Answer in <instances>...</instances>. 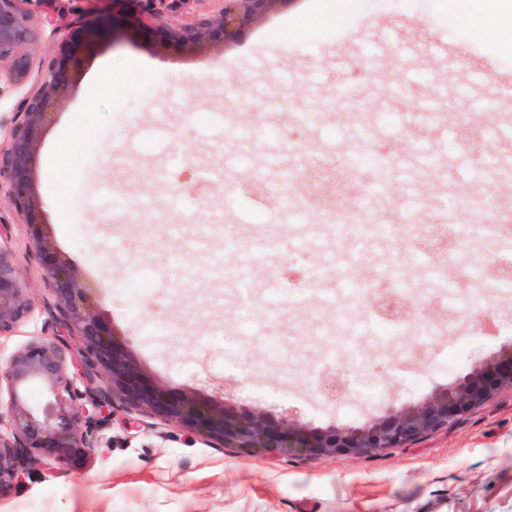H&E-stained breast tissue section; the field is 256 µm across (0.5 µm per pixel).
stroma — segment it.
<instances>
[{
    "mask_svg": "<svg viewBox=\"0 0 512 512\" xmlns=\"http://www.w3.org/2000/svg\"><path fill=\"white\" fill-rule=\"evenodd\" d=\"M320 0H294L249 25L231 46L197 57L150 40L104 36L77 85L40 137L36 190L54 246L96 289L100 312L132 353L162 381L214 393L238 383L240 399L272 413H297L316 427L364 423L391 404L414 403L454 380L440 370L448 348L461 362L512 340V291L460 287L463 276L512 251L486 236L481 198L512 170V146L497 149L496 177L478 161L485 144L449 150L447 114L475 113L512 129V47L502 48L457 20L448 0H346L334 25L306 22ZM77 0H59L62 21L31 53L39 78L78 24ZM303 140L345 160L373 146L409 162L386 176L385 193L367 197L370 223L401 213L421 222L440 205L464 235L454 269L409 254L405 235L358 247L314 228L294 206V182L281 168L299 163ZM436 154L428 166L423 158ZM198 172L204 188L186 184ZM249 177L266 187L262 209L237 198ZM17 269L30 281L32 323L0 340V357L40 336H56L54 291L42 280L30 234L8 197H0ZM179 225L172 234L171 225ZM233 226L239 254L225 255ZM243 311L238 277L226 266L266 237ZM150 263V291L124 290L127 275ZM304 269L311 299L280 294L277 269ZM399 277L422 303L427 345L403 333L380 335L365 304L347 303L359 268ZM346 303L361 364L329 352L321 336ZM491 315L492 333L478 335ZM234 336L225 364L219 340ZM367 375L382 398L327 400L312 374L321 363ZM420 377L418 390L402 378ZM105 447L55 477L34 470L0 496V512H512V390L496 393L448 427L408 448L365 458L251 456L218 448L186 428L114 401L103 411Z\"/></svg>",
    "mask_w": 512,
    "mask_h": 512,
    "instance_id": "35a3bbf8",
    "label": "stroma"
}]
</instances>
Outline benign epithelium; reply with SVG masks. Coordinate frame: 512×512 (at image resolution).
<instances>
[{
    "label": "benign epithelium",
    "instance_id": "obj_1",
    "mask_svg": "<svg viewBox=\"0 0 512 512\" xmlns=\"http://www.w3.org/2000/svg\"><path fill=\"white\" fill-rule=\"evenodd\" d=\"M125 12L134 32L153 33L190 54L217 42L228 45L255 21L294 0H220L218 13L192 25H164L161 18L176 0H110ZM57 0H0V97L20 93L16 115L0 143V190L30 231L41 276L58 299L60 323L82 340L81 372H70L69 345L38 337L0 359V389L7 391L8 428L0 431V495L16 485L34 462L56 474L100 447L98 420L78 404L123 403L165 422L175 423L225 448L278 458L343 455L373 457L445 428L497 392L512 389V343L475 359L448 386L414 404L391 406L362 424L314 427L299 417H277L260 406L241 405L162 382L128 351L120 333L96 310L97 300L52 244L43 203L36 192L35 164L41 128L64 105L79 65L91 54L106 28L77 29L31 87L29 50L43 26H56ZM34 314L31 288L17 270L11 251L0 246V338L14 336ZM48 397L41 408L31 402L33 389Z\"/></svg>",
    "mask_w": 512,
    "mask_h": 512
}]
</instances>
